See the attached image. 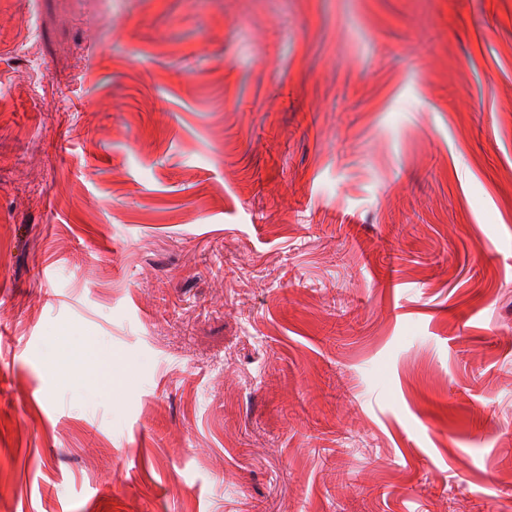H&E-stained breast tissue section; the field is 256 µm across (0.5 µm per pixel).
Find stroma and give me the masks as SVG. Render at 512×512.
Returning a JSON list of instances; mask_svg holds the SVG:
<instances>
[{
    "label": "stroma",
    "mask_w": 512,
    "mask_h": 512,
    "mask_svg": "<svg viewBox=\"0 0 512 512\" xmlns=\"http://www.w3.org/2000/svg\"><path fill=\"white\" fill-rule=\"evenodd\" d=\"M0 512H512V0H0Z\"/></svg>",
    "instance_id": "1"
}]
</instances>
